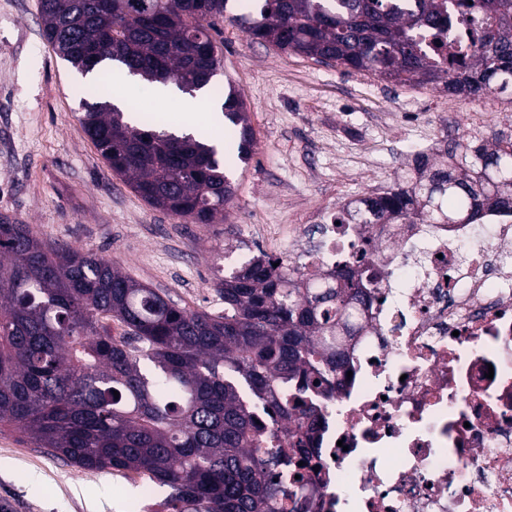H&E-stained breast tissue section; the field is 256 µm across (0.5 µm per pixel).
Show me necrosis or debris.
Wrapping results in <instances>:
<instances>
[{
	"instance_id": "1",
	"label": "necrosis or debris",
	"mask_w": 512,
	"mask_h": 512,
	"mask_svg": "<svg viewBox=\"0 0 512 512\" xmlns=\"http://www.w3.org/2000/svg\"><path fill=\"white\" fill-rule=\"evenodd\" d=\"M270 259L383 279L322 401L310 512H512V215L320 225Z\"/></svg>"
}]
</instances>
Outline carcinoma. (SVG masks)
Returning a JSON list of instances; mask_svg holds the SVG:
<instances>
[{
  "label": "carcinoma",
  "mask_w": 512,
  "mask_h": 512,
  "mask_svg": "<svg viewBox=\"0 0 512 512\" xmlns=\"http://www.w3.org/2000/svg\"><path fill=\"white\" fill-rule=\"evenodd\" d=\"M228 2L40 0V14L72 67L108 61L148 84L207 87L221 68L210 33L220 18L284 52L399 84L472 97L512 84V0H458L469 42L451 44L448 0H256L230 15ZM110 79L79 116L108 168L186 222L223 215L233 188L215 146L133 127L108 99ZM216 93L251 144L235 89ZM486 208L512 211V125L461 136L437 163L415 160L402 186L351 201L337 221L475 224ZM380 278L348 263L308 276L261 254L220 279L224 311L187 310L107 259L1 218L0 431L82 469L148 477L169 489L157 512H303L298 476L314 470L320 424L311 396L340 389L336 341ZM112 319L124 335L109 334ZM261 410L298 413L309 428L269 438Z\"/></svg>",
  "instance_id": "1"
}]
</instances>
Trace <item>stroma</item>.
I'll return each mask as SVG.
<instances>
[{
    "instance_id": "obj_1",
    "label": "stroma",
    "mask_w": 512,
    "mask_h": 512,
    "mask_svg": "<svg viewBox=\"0 0 512 512\" xmlns=\"http://www.w3.org/2000/svg\"><path fill=\"white\" fill-rule=\"evenodd\" d=\"M213 38L254 146L240 161L238 127L218 130L235 194L223 222L192 224L149 206L107 167L78 120L87 81L43 37L39 0H0V217L112 260L179 307L218 312V279L261 250L245 226L270 225L275 237L339 215L395 187L414 152L439 158L473 117L483 116L486 132L512 125L511 87L459 97L451 112L433 84L348 73L225 22ZM166 494L148 479L80 469L0 432V503L10 512H145Z\"/></svg>"
}]
</instances>
